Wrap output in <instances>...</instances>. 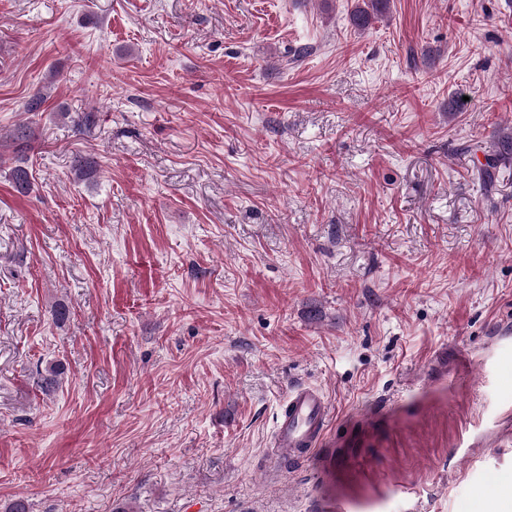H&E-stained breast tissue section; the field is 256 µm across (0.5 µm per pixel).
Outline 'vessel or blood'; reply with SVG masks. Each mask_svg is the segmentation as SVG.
<instances>
[{
    "mask_svg": "<svg viewBox=\"0 0 512 512\" xmlns=\"http://www.w3.org/2000/svg\"><path fill=\"white\" fill-rule=\"evenodd\" d=\"M329 414L330 405L322 390L310 385L292 388L277 421L274 437L277 456L293 460L311 454Z\"/></svg>",
    "mask_w": 512,
    "mask_h": 512,
    "instance_id": "b4317fda",
    "label": "vessel or blood"
}]
</instances>
